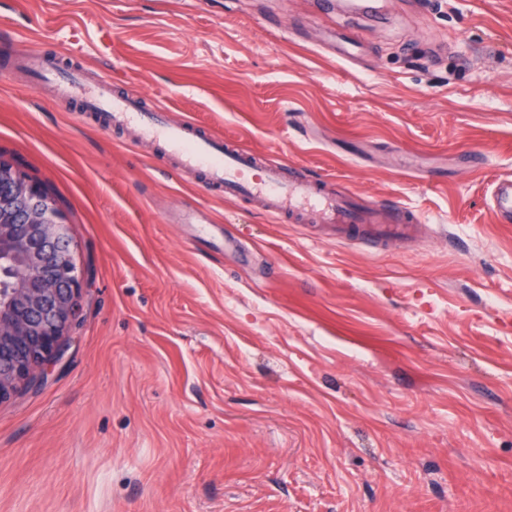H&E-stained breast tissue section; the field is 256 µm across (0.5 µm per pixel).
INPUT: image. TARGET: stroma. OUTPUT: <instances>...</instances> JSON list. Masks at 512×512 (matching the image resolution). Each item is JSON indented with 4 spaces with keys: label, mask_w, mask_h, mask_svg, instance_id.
Segmentation results:
<instances>
[{
    "label": "stroma",
    "mask_w": 512,
    "mask_h": 512,
    "mask_svg": "<svg viewBox=\"0 0 512 512\" xmlns=\"http://www.w3.org/2000/svg\"><path fill=\"white\" fill-rule=\"evenodd\" d=\"M335 2L0 0V157L83 274L62 360L0 402V512H512V0ZM30 53L427 229L273 223ZM491 210L497 224L512 223V180H502L496 186Z\"/></svg>",
    "instance_id": "35a3bbf8"
}]
</instances>
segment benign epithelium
<instances>
[{"label": "benign epithelium", "instance_id": "obj_1", "mask_svg": "<svg viewBox=\"0 0 512 512\" xmlns=\"http://www.w3.org/2000/svg\"><path fill=\"white\" fill-rule=\"evenodd\" d=\"M71 242L55 198L0 158V256L13 273V288L0 294V401L60 358L79 318L82 274Z\"/></svg>", "mask_w": 512, "mask_h": 512}]
</instances>
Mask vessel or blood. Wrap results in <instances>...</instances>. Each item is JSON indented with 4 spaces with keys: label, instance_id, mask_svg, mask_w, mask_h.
<instances>
[{
    "label": "vessel or blood",
    "instance_id": "vessel-or-blood-1",
    "mask_svg": "<svg viewBox=\"0 0 512 512\" xmlns=\"http://www.w3.org/2000/svg\"><path fill=\"white\" fill-rule=\"evenodd\" d=\"M18 66L38 72L45 82L65 80L81 96L84 111L104 113L108 123L135 129L140 138L157 143L163 154L172 156L178 171L203 173L207 184L221 189L225 198L259 202L273 220H284L288 213L302 209L350 237L357 236L363 224L368 236L380 241L409 240L418 231L421 218L416 211L404 206L366 208L359 194L326 193L306 175L284 179L285 163L258 162L250 151L228 144L222 136L198 133L188 121L171 122L161 107L150 110L142 98L113 94L108 79L90 83L71 72L41 67L31 58L21 59ZM491 210L496 223H512L511 179L498 183Z\"/></svg>",
    "mask_w": 512,
    "mask_h": 512
}]
</instances>
